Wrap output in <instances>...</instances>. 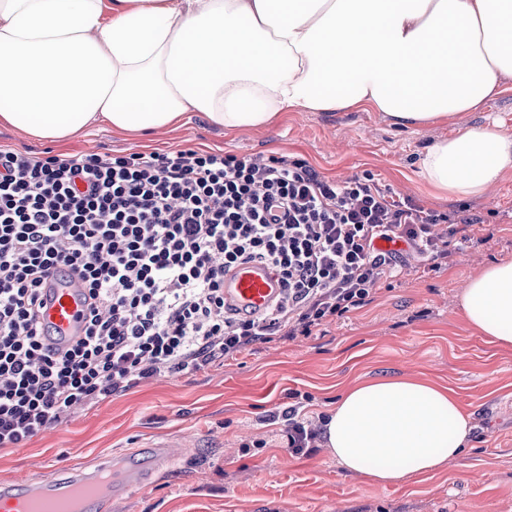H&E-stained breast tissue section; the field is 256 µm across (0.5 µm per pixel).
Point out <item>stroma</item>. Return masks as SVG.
<instances>
[{"mask_svg":"<svg viewBox=\"0 0 512 512\" xmlns=\"http://www.w3.org/2000/svg\"><path fill=\"white\" fill-rule=\"evenodd\" d=\"M499 124L512 133V82L455 122L397 127L373 110L286 112L270 127L226 132L198 118L137 142L100 122L62 141L0 128V148L71 156L183 149L305 160L342 181L370 175L424 210L475 215L479 226L448 265L426 269L399 244L395 277L372 301L309 337H275L224 364L164 374L112 398L72 409L15 448L0 449V482L35 479L47 464L93 468L101 456L145 449L159 437L183 438L181 456L145 489L113 502L112 512H512V347L489 343L467 324L459 296L484 267L512 260V173L481 197L459 202L420 174L425 149L457 128ZM415 375L454 389L469 413L471 440L454 460L397 485L348 474L328 448L296 457L281 446L283 422L269 413L303 395V409L326 413L349 385ZM249 454H242V445Z\"/></svg>","mask_w":512,"mask_h":512,"instance_id":"35a3bbf8","label":"stroma"}]
</instances>
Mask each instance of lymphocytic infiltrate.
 Here are the masks:
<instances>
[{"label":"lymphocytic infiltrate","instance_id":"f902f5d3","mask_svg":"<svg viewBox=\"0 0 512 512\" xmlns=\"http://www.w3.org/2000/svg\"><path fill=\"white\" fill-rule=\"evenodd\" d=\"M472 216L424 211L372 176L325 179L305 160L205 150L37 157L0 149V447L72 407L162 373L194 372L276 336H309L371 301L406 243L448 258ZM266 264L273 309L224 306V271ZM66 266L92 309L66 349L39 321L44 277ZM286 448L304 456L322 423L282 412Z\"/></svg>","mask_w":512,"mask_h":512}]
</instances>
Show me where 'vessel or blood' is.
Returning a JSON list of instances; mask_svg holds the SVG:
<instances>
[{
	"mask_svg": "<svg viewBox=\"0 0 512 512\" xmlns=\"http://www.w3.org/2000/svg\"><path fill=\"white\" fill-rule=\"evenodd\" d=\"M280 294L279 282L262 263L246 262L224 272V304L240 315L263 313ZM42 300L48 339L62 347L78 339L87 312L82 280L74 274H53ZM182 446V440L167 439L154 444L148 453L120 463L111 456L102 458L91 471L48 475L38 482L1 484L0 512H63L75 494L80 497V512H103L114 499L143 485L149 473L173 462Z\"/></svg>",
	"mask_w": 512,
	"mask_h": 512,
	"instance_id": "vessel-or-blood-1",
	"label": "vessel or blood"
}]
</instances>
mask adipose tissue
Returning a JSON list of instances; mask_svg holds the SVG:
<instances>
[{"label":"adipose tissue","mask_w":512,"mask_h":512,"mask_svg":"<svg viewBox=\"0 0 512 512\" xmlns=\"http://www.w3.org/2000/svg\"><path fill=\"white\" fill-rule=\"evenodd\" d=\"M512 78V0H0V127L65 140L104 121L140 135L188 115L227 131L285 111L371 108L450 121ZM512 171V134L463 127L420 173L463 201ZM470 328L512 345V261L460 294ZM447 386L385 376L344 389L326 446L347 472L399 484L465 448Z\"/></svg>","instance_id":"obj_1"}]
</instances>
